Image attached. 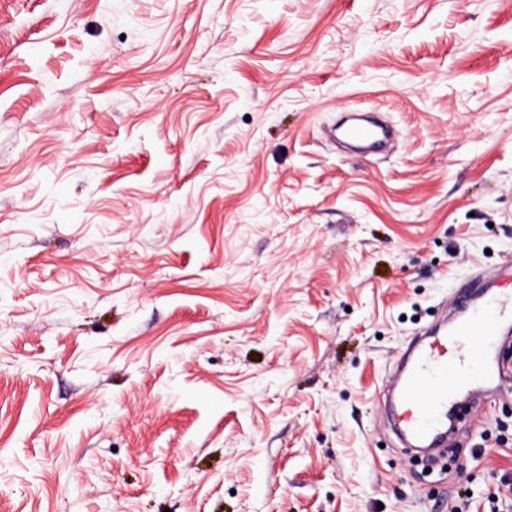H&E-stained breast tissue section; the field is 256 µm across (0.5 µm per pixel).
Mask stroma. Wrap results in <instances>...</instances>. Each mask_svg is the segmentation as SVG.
Wrapping results in <instances>:
<instances>
[{"label":"stroma","instance_id":"1","mask_svg":"<svg viewBox=\"0 0 512 512\" xmlns=\"http://www.w3.org/2000/svg\"><path fill=\"white\" fill-rule=\"evenodd\" d=\"M507 263L512 0H0V512H490L379 393ZM341 137L365 153H375L388 146L392 131L379 123H353L343 128Z\"/></svg>","mask_w":512,"mask_h":512}]
</instances>
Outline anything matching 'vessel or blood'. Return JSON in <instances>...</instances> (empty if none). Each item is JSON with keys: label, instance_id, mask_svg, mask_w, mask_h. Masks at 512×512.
<instances>
[{"label": "vessel or blood", "instance_id": "obj_1", "mask_svg": "<svg viewBox=\"0 0 512 512\" xmlns=\"http://www.w3.org/2000/svg\"><path fill=\"white\" fill-rule=\"evenodd\" d=\"M344 140L366 153L384 150L392 131L379 123H353ZM476 286L468 284L455 297L462 318L454 327L435 328V338L420 348L401 385V423L420 447L432 446L455 414V397L483 379L496 345L497 321L512 314V293L476 303Z\"/></svg>", "mask_w": 512, "mask_h": 512}]
</instances>
